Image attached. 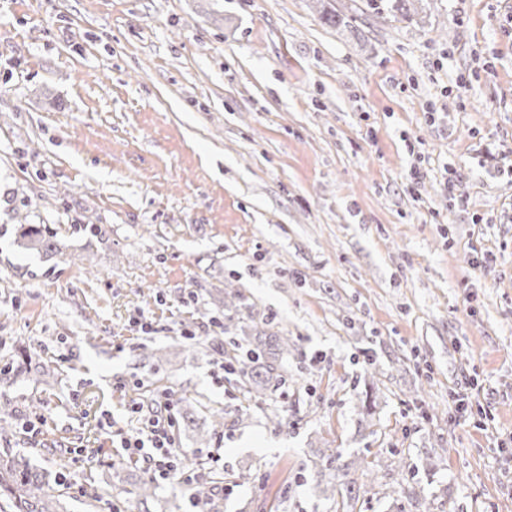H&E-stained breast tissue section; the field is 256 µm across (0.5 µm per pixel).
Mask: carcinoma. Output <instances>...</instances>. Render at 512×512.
<instances>
[{
    "mask_svg": "<svg viewBox=\"0 0 512 512\" xmlns=\"http://www.w3.org/2000/svg\"><path fill=\"white\" fill-rule=\"evenodd\" d=\"M20 246L42 253L51 254L56 250L52 236L29 224H20ZM248 350L239 352V345L224 350V359L248 386V393L255 399L265 396L266 391L286 382L289 339L277 332L257 331L247 337ZM11 401L0 398V439L8 442L16 435L12 423L6 417L13 416L9 410ZM317 483L320 495L334 498L346 495L349 500L358 498L360 488L353 480L336 483V471L349 475L350 470L359 466V459L353 458L340 465L336 461L342 454L336 448H319ZM61 477L53 475L32 463L31 459L12 448L0 449V512H65L62 494L58 486Z\"/></svg>",
    "mask_w": 512,
    "mask_h": 512,
    "instance_id": "1",
    "label": "carcinoma"
}]
</instances>
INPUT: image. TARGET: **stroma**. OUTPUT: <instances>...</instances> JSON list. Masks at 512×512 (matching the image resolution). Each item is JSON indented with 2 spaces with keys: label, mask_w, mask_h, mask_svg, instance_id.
Masks as SVG:
<instances>
[{
  "label": "stroma",
  "mask_w": 512,
  "mask_h": 512,
  "mask_svg": "<svg viewBox=\"0 0 512 512\" xmlns=\"http://www.w3.org/2000/svg\"><path fill=\"white\" fill-rule=\"evenodd\" d=\"M266 322L297 349L256 400L215 346ZM24 358L10 445L67 512H200L133 492L128 407L160 392L184 461L212 434L217 512H342L325 447L372 473L353 512H512V0H0V368ZM20 224V246L27 250L36 251L45 255L56 250L53 236L44 234L41 230L31 227V224ZM316 457H318V461H314V468H318L316 489H318L320 495L325 498H334L336 497L337 492L338 495L342 497L343 507L345 505V501L342 491H344L348 501L358 498L361 487L366 486V484L356 487V482L354 480H350L347 482H341L337 485L336 469L338 471H345L343 476H348L352 468L360 466L359 458H353L336 467V461H339L342 458V454L338 449H317Z\"/></svg>",
  "instance_id": "obj_1"
}]
</instances>
